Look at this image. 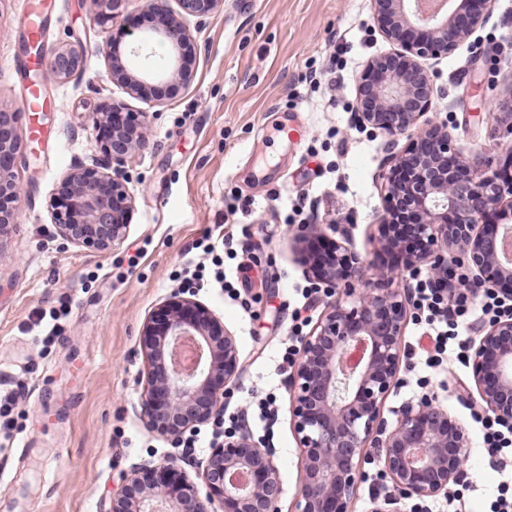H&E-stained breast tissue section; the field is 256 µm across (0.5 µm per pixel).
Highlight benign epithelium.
<instances>
[{
    "label": "benign epithelium",
    "instance_id": "7a95c632",
    "mask_svg": "<svg viewBox=\"0 0 512 512\" xmlns=\"http://www.w3.org/2000/svg\"><path fill=\"white\" fill-rule=\"evenodd\" d=\"M180 15L167 0H141V10L158 24L139 38L122 60L106 54L109 79L139 94L151 81L168 77L188 84L191 73L182 47L190 42L179 17L192 16L202 25L224 6V0H176ZM383 36L401 49L371 61L360 76L356 120L363 127L392 137L407 135L409 144L387 173L388 197L397 194L392 175L403 166L414 170L403 198L412 203L421 252L406 269L414 274L427 264L448 285V268L457 250L476 269L460 276L456 286L473 293L503 292L509 304L502 315L470 344L468 365L483 408L512 429V262L504 264L500 240L479 229L493 210L512 208V175L484 164L460 172L448 169L452 137L445 123L429 116L435 87L427 60L453 53L483 22L492 0H471L473 10L458 16L457 4L440 0L442 8L427 14L420 0H372ZM125 0H93L95 16L112 21ZM155 42H168L172 53L163 67L135 63ZM80 48L55 51L52 75L71 77L80 65ZM149 113L140 112L128 129L112 131L102 146L104 163L78 165L65 175L50 200L58 234L72 243L103 252L122 240L134 207L123 168L129 154L147 145ZM17 113L0 110V228L14 223L4 200L18 201L14 168L20 157L15 133ZM315 288L329 298L325 312L301 339L299 358L289 391L294 404V429L304 460L295 512H350L362 466L381 464L391 483V503L433 498L448 493L459 481L471 455L465 430L428 396L406 402L390 426L381 408L397 381L402 362L403 328L409 298L400 290L373 287V278L388 271L372 268L358 253L334 243L328 266H311ZM168 314L163 325L144 327L149 372L141 409L148 425L167 439L179 440L195 428L216 420L224 411V386L240 372L234 336L205 305L174 295L160 303ZM206 486L195 482L171 462L143 464L124 477L108 512H278L282 481L273 453L241 431L211 449L201 464Z\"/></svg>",
    "mask_w": 512,
    "mask_h": 512
}]
</instances>
